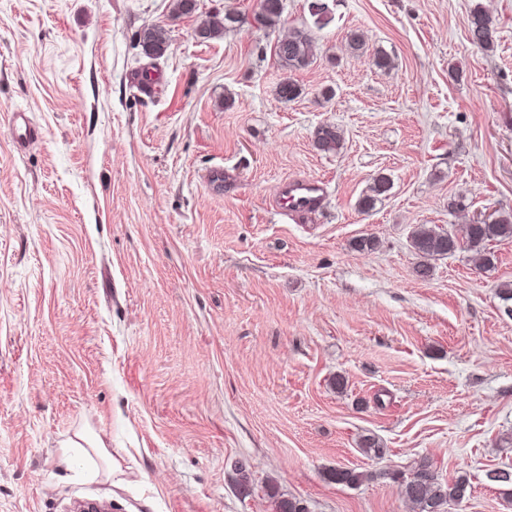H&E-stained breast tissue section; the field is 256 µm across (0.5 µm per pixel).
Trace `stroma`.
<instances>
[{"label":"stroma","mask_w":512,"mask_h":512,"mask_svg":"<svg viewBox=\"0 0 512 512\" xmlns=\"http://www.w3.org/2000/svg\"><path fill=\"white\" fill-rule=\"evenodd\" d=\"M310 2L283 0L275 32L259 0L179 17L172 0H0V512H409L399 480L423 459L470 479L448 512H512L487 478L512 472V240L488 243L491 267L460 249L425 278L409 243L512 214V0H327L320 29ZM477 5L489 51L469 39ZM228 6L245 24L197 38ZM149 25L170 37L157 60L134 45ZM293 28L318 57L288 71L274 46ZM20 106L42 135L19 149ZM325 123L339 151L315 148ZM292 177L322 181L318 212L277 206ZM83 429L112 479L65 464ZM336 467L376 477L348 487ZM467 27L471 42L483 50H491L497 41V25L492 14L477 6L467 16ZM77 437L79 440L91 447L102 462L103 473L107 478H112V474L119 470V466L116 461L112 459V456L106 451L103 442L98 437L91 436L86 433H80Z\"/></svg>","instance_id":"stroma-1"}]
</instances>
